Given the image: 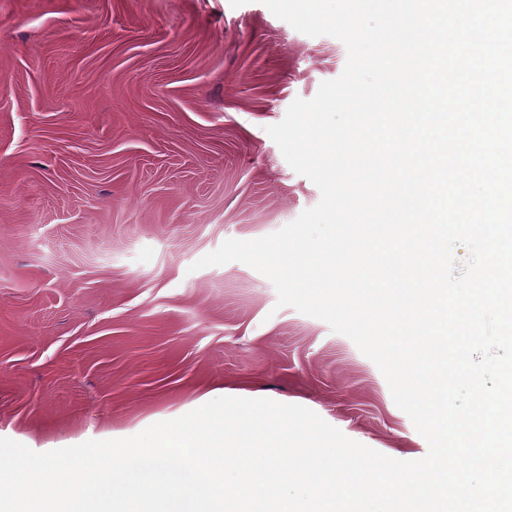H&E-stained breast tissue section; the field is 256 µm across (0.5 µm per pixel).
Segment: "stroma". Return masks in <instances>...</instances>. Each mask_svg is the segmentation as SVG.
Here are the masks:
<instances>
[{"instance_id":"stroma-1","label":"stroma","mask_w":512,"mask_h":512,"mask_svg":"<svg viewBox=\"0 0 512 512\" xmlns=\"http://www.w3.org/2000/svg\"><path fill=\"white\" fill-rule=\"evenodd\" d=\"M347 51L260 0H0V437L126 438L221 396L429 447L379 368L232 261L320 200L267 133Z\"/></svg>"}]
</instances>
